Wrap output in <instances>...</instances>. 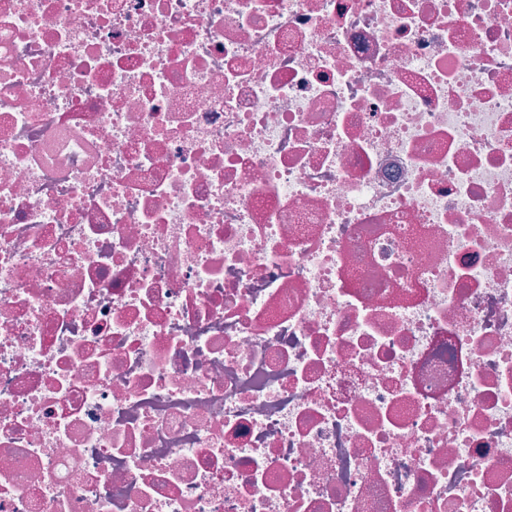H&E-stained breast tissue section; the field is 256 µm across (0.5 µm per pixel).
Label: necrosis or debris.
Wrapping results in <instances>:
<instances>
[{"label":"necrosis or debris","instance_id":"1","mask_svg":"<svg viewBox=\"0 0 512 512\" xmlns=\"http://www.w3.org/2000/svg\"><path fill=\"white\" fill-rule=\"evenodd\" d=\"M0 512H512V0H0Z\"/></svg>","mask_w":512,"mask_h":512}]
</instances>
